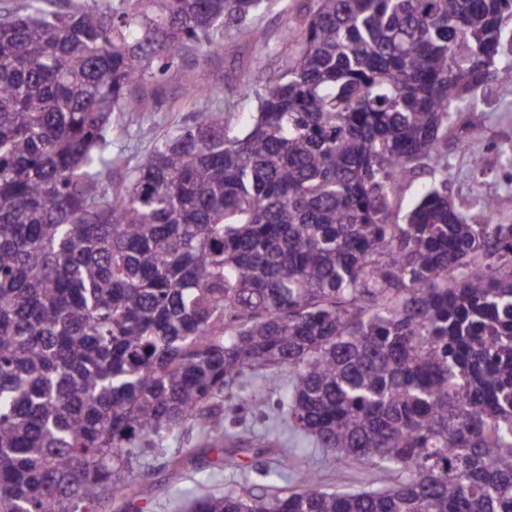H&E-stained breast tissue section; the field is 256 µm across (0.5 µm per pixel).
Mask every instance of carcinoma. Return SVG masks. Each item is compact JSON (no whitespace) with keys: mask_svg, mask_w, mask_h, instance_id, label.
Listing matches in <instances>:
<instances>
[{"mask_svg":"<svg viewBox=\"0 0 512 512\" xmlns=\"http://www.w3.org/2000/svg\"><path fill=\"white\" fill-rule=\"evenodd\" d=\"M271 0H24L0 18V512H106L250 369L381 491L203 493L190 512H512V193L477 223L448 136L512 82V0H308L240 130L218 107L112 183V121ZM250 96L247 86H193ZM431 181L406 217L395 205Z\"/></svg>","mask_w":512,"mask_h":512,"instance_id":"1","label":"carcinoma"}]
</instances>
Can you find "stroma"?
<instances>
[{
	"mask_svg": "<svg viewBox=\"0 0 512 512\" xmlns=\"http://www.w3.org/2000/svg\"><path fill=\"white\" fill-rule=\"evenodd\" d=\"M298 0H274L271 8L260 14L256 26L261 40L247 33L227 35L220 49L199 52L178 60L162 76L158 86V102L150 112H128L120 116L121 129L112 140L115 165L112 179L123 183L137 158L175 127L191 124L197 113L208 110L212 102L189 94L191 85L213 87L223 85L226 78L238 84H255L259 72L270 73L280 63L285 51L286 29L292 28ZM478 105L467 114L468 125L480 133L468 151L483 158L481 171H474L467 153L456 145L448 147V192L454 202L465 205L475 214L478 200L485 196L512 191V83H493L475 92ZM263 369L247 372L236 394L241 409L229 416L226 425L235 431L251 432L254 439L270 434L279 438L282 449L292 455L294 466L287 474L288 487L299 488L308 476H317L323 487L344 490H382L396 480L392 471L363 462L340 466L335 457L313 444L298 445L281 422L279 392L265 387ZM216 447H207L195 427L183 425L167 439L165 454L148 457L134 466L132 476L139 484L149 486L150 493L137 501L138 512H186L184 505L199 492L216 493L241 484L260 489L272 485L265 468L272 466L270 457L250 450L236 456L232 466L218 463Z\"/></svg>",
	"mask_w": 512,
	"mask_h": 512,
	"instance_id": "35a3bbf8",
	"label": "stroma"
}]
</instances>
